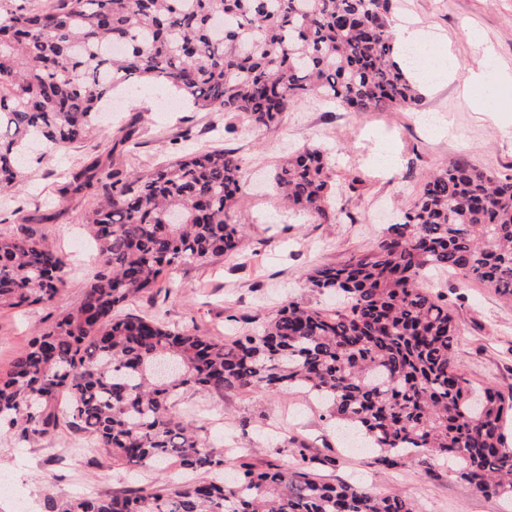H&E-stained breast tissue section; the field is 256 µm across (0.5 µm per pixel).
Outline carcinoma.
I'll return each mask as SVG.
<instances>
[{"label": "carcinoma", "instance_id": "1", "mask_svg": "<svg viewBox=\"0 0 512 512\" xmlns=\"http://www.w3.org/2000/svg\"><path fill=\"white\" fill-rule=\"evenodd\" d=\"M394 0H56L0 18V190L23 177L26 152L64 151L97 129L101 104L122 86L177 93L205 112L280 127L317 96L348 112L416 108L420 88L396 60ZM246 157L189 151L147 171L96 160L67 185L96 195L85 215L99 248L81 301L40 330L0 372V434L28 443L66 427L128 470L156 471L129 494L49 497L45 512H417L411 498L363 483H327L338 458L287 441L295 467L258 470L228 460L215 439L170 406L190 390L303 392L344 434L376 452L373 465L434 461L476 493L512 502V385L476 389L457 347L448 296L427 280L447 273L512 301V174L458 157L429 174L367 252L313 268L314 292L334 308L291 301L256 329L223 341L126 311L170 267L235 256L234 220ZM288 207L337 220L328 153L305 146L279 161ZM65 254L41 238L0 237V311L49 306ZM165 358L181 367L156 378Z\"/></svg>", "mask_w": 512, "mask_h": 512}]
</instances>
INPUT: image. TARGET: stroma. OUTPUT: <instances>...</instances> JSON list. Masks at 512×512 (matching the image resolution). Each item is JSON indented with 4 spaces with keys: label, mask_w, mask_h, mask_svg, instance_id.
<instances>
[{
    "label": "stroma",
    "mask_w": 512,
    "mask_h": 512,
    "mask_svg": "<svg viewBox=\"0 0 512 512\" xmlns=\"http://www.w3.org/2000/svg\"><path fill=\"white\" fill-rule=\"evenodd\" d=\"M406 21L423 27L432 54L451 56L459 64L455 78L424 91L419 108L358 115L312 97L290 111L278 130L266 132L234 115L185 104L163 110L159 102L169 93L162 89L121 88L112 97L116 120L104 124L103 134L63 154L45 146L32 154L24 179L0 194V236L46 239L68 256L70 266L51 306L0 312V371L10 368L37 329L80 301L97 267L98 247L84 224L92 200L62 201L58 189L67 174L107 155L119 124L133 121L138 127L140 146L124 161L130 171L147 170L187 149L234 148L248 158L247 186L236 206L246 225L238 258L176 267L168 276L169 294L142 297L130 306L144 316L162 312L168 325L216 339L232 336L245 319L263 323L290 300L327 305V298L307 287V272L367 251L397 222L425 175L450 158L465 155L484 168L512 173V82L499 80L500 74H512V0H396L393 22ZM474 31L494 55L493 66H484L475 54L469 39ZM480 71L487 86L498 90L491 112L475 111L464 93L465 79ZM440 115L448 123L444 135L433 134L427 123ZM310 144L329 149L339 178L358 171L367 175L363 186L345 193V211L333 224L289 210L273 188L278 160ZM391 153L397 163L389 169L384 158ZM430 284L455 300L454 315L463 331L458 356L467 378L481 388L512 384V304L446 274ZM172 412L209 428L238 461L290 468L294 458L282 444L297 437L312 452L339 457L340 467L320 471L322 480L355 479L384 493L402 492L416 499L423 512H506L505 502L475 494L449 473L446 462L436 463L433 478L410 466H372L371 450L339 444L323 407L299 393L190 391ZM0 474L9 475L20 494L16 502L0 498V512H44L50 496L65 499L89 486L112 495L133 486L106 449L80 454L66 430L23 446L0 436Z\"/></svg>",
    "instance_id": "1"
}]
</instances>
